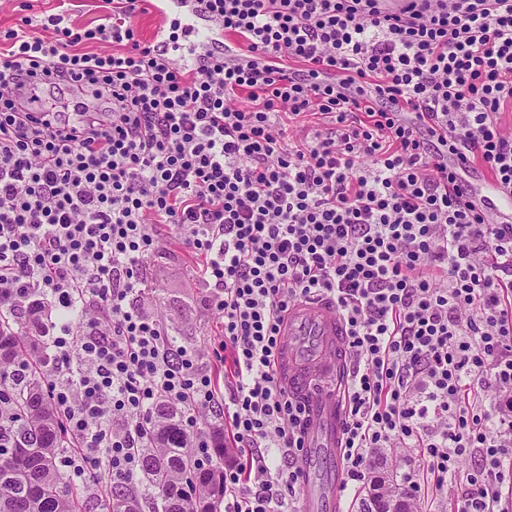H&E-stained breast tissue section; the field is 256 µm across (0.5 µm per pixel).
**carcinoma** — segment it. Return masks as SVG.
<instances>
[{
    "mask_svg": "<svg viewBox=\"0 0 512 512\" xmlns=\"http://www.w3.org/2000/svg\"><path fill=\"white\" fill-rule=\"evenodd\" d=\"M45 347L39 331L19 332L0 311V373L22 348ZM44 375L17 372L4 381L20 421L0 447V512H81L86 488L68 482L57 468L70 441L44 399ZM187 433L177 405L162 402L141 449V471L131 486L112 496V512H139V496L154 494L163 512H214L224 497V467L201 472L185 447Z\"/></svg>",
    "mask_w": 512,
    "mask_h": 512,
    "instance_id": "1",
    "label": "carcinoma"
}]
</instances>
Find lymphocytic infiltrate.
<instances>
[{
  "label": "lymphocytic infiltrate",
  "mask_w": 512,
  "mask_h": 512,
  "mask_svg": "<svg viewBox=\"0 0 512 512\" xmlns=\"http://www.w3.org/2000/svg\"><path fill=\"white\" fill-rule=\"evenodd\" d=\"M197 2L238 51L175 62L141 39L144 0L91 27L17 0L0 33V310L56 312L50 357L15 364L49 369L70 480L130 484L166 399L201 469L198 415L221 419L224 512H285L309 410L276 348L293 303L328 297L354 359L344 492L403 448L416 503L512 512V224L469 182L512 192V0ZM169 228L219 317L207 359L148 303Z\"/></svg>",
  "instance_id": "lymphocytic-infiltrate-1"
}]
</instances>
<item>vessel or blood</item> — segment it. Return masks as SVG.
Returning <instances> with one entry per match:
<instances>
[{
    "label": "vessel or blood",
    "instance_id": "vessel-or-blood-1",
    "mask_svg": "<svg viewBox=\"0 0 512 512\" xmlns=\"http://www.w3.org/2000/svg\"><path fill=\"white\" fill-rule=\"evenodd\" d=\"M156 18L152 42L184 60L205 51L221 38L203 22L193 0H147ZM489 213L494 221L512 220V195L488 183ZM276 358L282 384L309 403L303 467L305 512H342L343 484L340 441L347 413L337 385L347 378L345 324L330 301L297 303L282 327Z\"/></svg>",
    "mask_w": 512,
    "mask_h": 512
}]
</instances>
